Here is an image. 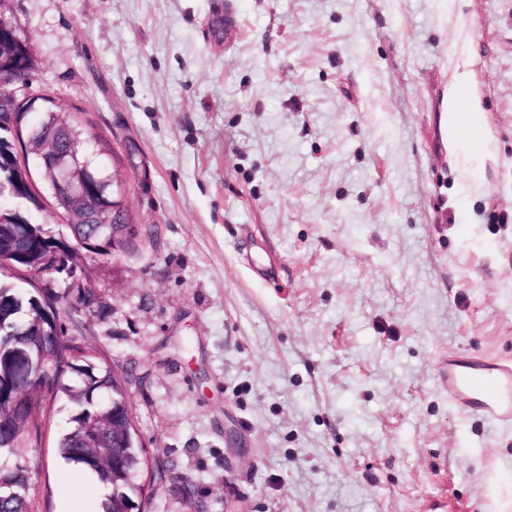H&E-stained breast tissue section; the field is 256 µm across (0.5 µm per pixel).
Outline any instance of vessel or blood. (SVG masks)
<instances>
[{"label": "vessel or blood", "instance_id": "obj_1", "mask_svg": "<svg viewBox=\"0 0 512 512\" xmlns=\"http://www.w3.org/2000/svg\"><path fill=\"white\" fill-rule=\"evenodd\" d=\"M448 397L465 413L499 427L512 425V364L484 354H449Z\"/></svg>", "mask_w": 512, "mask_h": 512}]
</instances>
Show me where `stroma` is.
Returning <instances> with one entry per match:
<instances>
[{
  "instance_id": "35a3bbf8",
  "label": "stroma",
  "mask_w": 512,
  "mask_h": 512,
  "mask_svg": "<svg viewBox=\"0 0 512 512\" xmlns=\"http://www.w3.org/2000/svg\"><path fill=\"white\" fill-rule=\"evenodd\" d=\"M232 29H225V15ZM97 135L137 249L80 251L67 337L132 373L145 512H512V427L448 355L512 359V0H0ZM481 108L445 123L453 68ZM30 512H99L56 440ZM173 460L192 495L152 479Z\"/></svg>"
}]
</instances>
